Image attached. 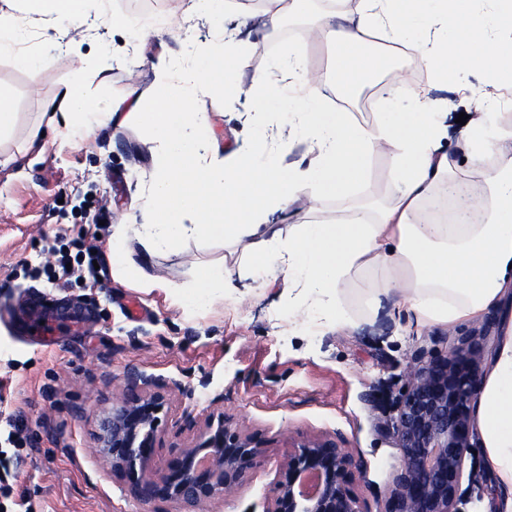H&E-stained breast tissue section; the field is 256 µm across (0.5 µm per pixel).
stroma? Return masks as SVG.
Returning a JSON list of instances; mask_svg holds the SVG:
<instances>
[{
  "instance_id": "35a3bbf8",
  "label": "stroma",
  "mask_w": 512,
  "mask_h": 512,
  "mask_svg": "<svg viewBox=\"0 0 512 512\" xmlns=\"http://www.w3.org/2000/svg\"><path fill=\"white\" fill-rule=\"evenodd\" d=\"M189 5L90 0L75 23L21 15L24 50L50 53V63L34 75L13 56H0V89L11 96L15 112L0 149L18 156L0 167V412L17 416L26 451L4 480L0 512H13L21 498L34 512H177L172 502L131 495L95 454L98 421L131 371L151 378L150 392L165 396L155 463L195 444L210 417L219 414L262 442L264 452L238 491L202 512H264L291 445L315 436L333 437L348 450L359 469L354 495L368 512H383L401 468V451L389 431L391 399L403 390L416 352L442 354L489 319L494 327L484 350L492 352L502 334L500 311L449 328L420 327L396 295L383 298L378 308L369 303L366 290L380 276L364 269L351 274L339 296L342 323L295 322L283 303L287 279L272 280L251 267L242 246L190 238L178 248L144 254L135 229L153 221L148 199L160 145L125 111L95 134L64 131L27 142L61 84L84 83L95 105L105 95L119 101L132 89L150 93L159 67H190L195 48L214 40L217 31ZM230 7L224 27L248 43L237 83L247 87L273 75L275 62L290 52L304 59L309 77L328 82L331 53L312 34L326 0H308L304 12L274 27L241 0ZM115 14L126 19L125 30L112 29ZM152 21L160 22L161 32L148 33ZM424 86L450 119L444 146L457 175L484 193V175L471 168L461 148L465 127L457 117L475 115L481 103L512 91L476 71L433 87L427 68L414 66L406 87ZM193 109L206 113L221 156L250 142L254 116L247 101L231 105L220 93L201 92ZM263 122L281 134L274 155L282 165L307 155L310 142L293 132L291 107L265 113ZM392 169V154L378 151L347 193L325 198L307 189L289 209L287 223L342 222L360 202L387 201ZM72 241L105 257L120 246L129 264L107 267L97 283L60 278L48 250ZM200 263L236 284V294L195 304ZM154 276L164 277L165 287H147ZM38 292L52 299L44 318L54 338L50 345L29 337L27 298ZM473 449L464 465L461 512H482L495 485L483 466L481 442Z\"/></svg>"
}]
</instances>
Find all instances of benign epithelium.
I'll list each match as a JSON object with an SVG mask.
<instances>
[{
  "label": "benign epithelium",
  "instance_id": "benign-epithelium-1",
  "mask_svg": "<svg viewBox=\"0 0 512 512\" xmlns=\"http://www.w3.org/2000/svg\"><path fill=\"white\" fill-rule=\"evenodd\" d=\"M482 365L481 343L470 336L428 360L419 353L391 418L402 464L383 512H459L465 459L472 448L471 401ZM150 384L138 372L127 374L125 392L112 400L99 424L102 464L134 497L166 499L180 512H198L234 494L262 456L261 443L222 414L210 419L199 443L181 449L163 468H152L163 396L142 394ZM282 470L267 512H369L351 489L353 458L334 438L294 444Z\"/></svg>",
  "mask_w": 512,
  "mask_h": 512
}]
</instances>
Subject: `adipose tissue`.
<instances>
[{
    "label": "adipose tissue",
    "mask_w": 512,
    "mask_h": 512,
    "mask_svg": "<svg viewBox=\"0 0 512 512\" xmlns=\"http://www.w3.org/2000/svg\"><path fill=\"white\" fill-rule=\"evenodd\" d=\"M471 0H362L357 18L340 21L324 15L318 40L336 51L330 87L348 94L367 73L384 74L393 58L366 54L369 32L426 65L433 80L458 71H479L488 81L512 88V49L491 40L486 19ZM0 10V55L16 54L24 39L15 24L19 12H39L78 21L87 0H6ZM246 52L244 42H213L197 52L193 70L160 75L151 95L129 93V117L148 121L163 150L155 158L157 180L149 206L153 223L143 225L146 254L179 247L189 237L222 239L243 246L250 262L264 273L283 270L309 296L335 297L352 272L380 268L383 283L396 292L419 326L452 325L481 317L512 297V155L498 145L512 141V129L495 112L471 123L462 147L474 168L485 170V197L465 198V220L458 224L423 221L421 204L440 185L462 187L443 142L447 113L435 111L426 92L413 93L404 112H382L374 125L324 105L317 86L295 89L302 64L298 56L281 59L282 78L258 79L250 89L232 76ZM220 91L227 101L249 96L255 114L281 100L297 106L298 129L314 145L308 162L283 169L268 153L267 137L255 133L232 158L219 155L204 115L191 109L195 91ZM48 108V127L95 133L111 115L87 109L81 89L61 85ZM393 156L391 200L375 214L360 211L348 222L313 221L281 231L277 220L314 186L335 195L363 179L379 149ZM474 426L485 449V466L497 479L488 512H512V316L486 365Z\"/></svg>",
    "instance_id": "1"
}]
</instances>
